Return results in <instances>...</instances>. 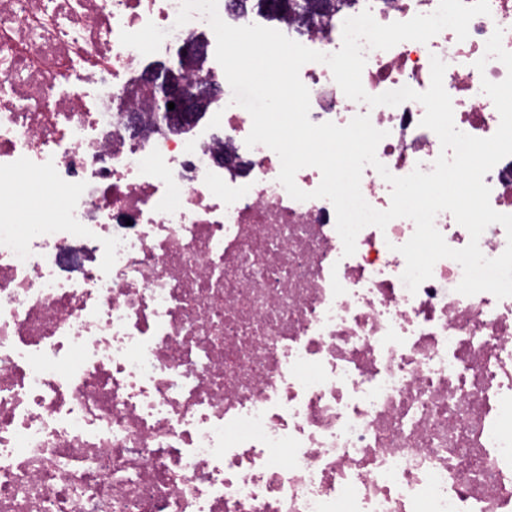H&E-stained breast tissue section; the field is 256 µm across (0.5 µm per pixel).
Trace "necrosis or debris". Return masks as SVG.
Here are the masks:
<instances>
[{
  "label": "necrosis or debris",
  "instance_id": "1",
  "mask_svg": "<svg viewBox=\"0 0 512 512\" xmlns=\"http://www.w3.org/2000/svg\"><path fill=\"white\" fill-rule=\"evenodd\" d=\"M438 4L336 0L276 28L330 54L363 10ZM489 4L466 40L365 49V91H425L439 57L457 129L492 136L482 83L507 69L475 63L498 28L512 52V0ZM179 8L0 0V512H512V297L458 293L448 258L409 292L407 218L344 256L332 203L289 196L231 93L158 130L140 73L215 40ZM300 78L312 122L369 115L393 175L432 170L421 103L350 100L323 63ZM179 50V45H173L167 53L163 54L159 59H154L152 62L155 64V67L159 65H166L170 66L174 62L177 61L176 65H179V63H183V65L187 68V66L192 63L196 62L201 54V51L199 48H186L183 50V52L178 56L177 59V53Z\"/></svg>",
  "mask_w": 512,
  "mask_h": 512
}]
</instances>
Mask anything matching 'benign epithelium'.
<instances>
[{
    "label": "benign epithelium",
    "instance_id": "obj_1",
    "mask_svg": "<svg viewBox=\"0 0 512 512\" xmlns=\"http://www.w3.org/2000/svg\"><path fill=\"white\" fill-rule=\"evenodd\" d=\"M148 84L153 95L154 112L158 116V122L173 128L185 123V113L207 111L212 100L223 93L221 87L207 84L187 88L184 83L165 77L162 69L148 77ZM170 102L175 104L172 110L168 109Z\"/></svg>",
    "mask_w": 512,
    "mask_h": 512
}]
</instances>
